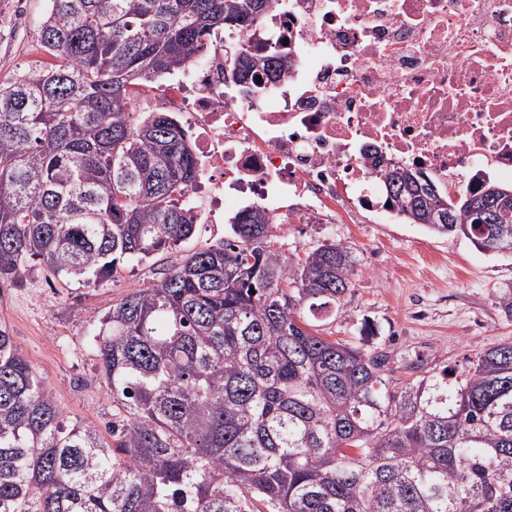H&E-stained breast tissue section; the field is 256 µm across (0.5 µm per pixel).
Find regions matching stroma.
<instances>
[{
    "label": "stroma",
    "mask_w": 512,
    "mask_h": 512,
    "mask_svg": "<svg viewBox=\"0 0 512 512\" xmlns=\"http://www.w3.org/2000/svg\"><path fill=\"white\" fill-rule=\"evenodd\" d=\"M46 6L47 0H0V78L40 59L35 29ZM227 230L197 225L190 240L94 288L63 286L37 263L23 283L0 286V325L68 420L101 429L112 419V394L92 344L112 304L159 282L188 252L223 241ZM270 232L288 254L332 240L351 248L358 260L353 285L342 309L317 321V330L386 354L398 384L445 369L460 374L478 352L512 340V314L498 304L512 295V257L483 253L467 239L419 224H275Z\"/></svg>",
    "instance_id": "stroma-1"
}]
</instances>
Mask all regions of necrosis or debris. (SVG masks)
<instances>
[{
	"instance_id": "necrosis-or-debris-1",
	"label": "necrosis or debris",
	"mask_w": 512,
	"mask_h": 512,
	"mask_svg": "<svg viewBox=\"0 0 512 512\" xmlns=\"http://www.w3.org/2000/svg\"><path fill=\"white\" fill-rule=\"evenodd\" d=\"M229 45L286 72L243 92ZM132 110L190 132L201 223L248 202L275 224H389L394 168L450 196L472 171L512 185V0H277Z\"/></svg>"
}]
</instances>
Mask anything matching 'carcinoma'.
<instances>
[{
	"mask_svg": "<svg viewBox=\"0 0 512 512\" xmlns=\"http://www.w3.org/2000/svg\"><path fill=\"white\" fill-rule=\"evenodd\" d=\"M272 0H48L45 59L0 79V284L43 263L91 288L189 240L197 178L172 112H128L133 88L184 71L216 30ZM237 82L281 78L272 56L224 58ZM455 201L404 169L398 215L512 257V189ZM357 259L324 242L301 258L258 207L218 246L112 304L94 335L117 413L68 424L0 327V512H512V341L469 369L398 387L386 355L329 340L303 311L341 308Z\"/></svg>",
	"mask_w": 512,
	"mask_h": 512,
	"instance_id": "carcinoma-1",
	"label": "carcinoma"
}]
</instances>
